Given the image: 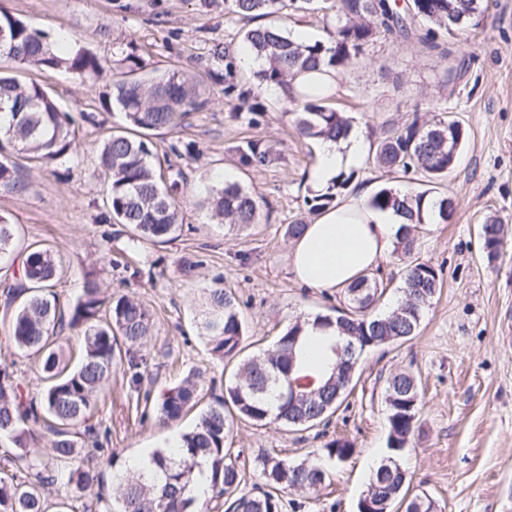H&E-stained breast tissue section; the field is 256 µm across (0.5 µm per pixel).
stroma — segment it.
<instances>
[{
  "label": "stroma",
  "mask_w": 512,
  "mask_h": 512,
  "mask_svg": "<svg viewBox=\"0 0 512 512\" xmlns=\"http://www.w3.org/2000/svg\"><path fill=\"white\" fill-rule=\"evenodd\" d=\"M0 9L51 40L69 37L70 50L84 49L106 63L90 83L64 71L18 69L0 58L1 71L23 85L41 84L64 111L97 115L96 125L79 124L80 151L70 161L48 167L10 152L23 186L0 197V216L16 225L22 242L44 244L61 259L55 288L61 306L75 301L92 273L105 294L136 299L153 314L152 333L139 352L146 366L136 373L125 365L114 370L91 420L103 446L99 462L113 456L125 468L140 453L170 447L197 423L203 405L224 392L230 371L195 329L205 289L234 292L251 354L271 349L296 317L343 306V291L304 287L288 264L289 224L317 217L306 183L317 144L297 135L276 96L264 95V113H234L224 88L234 83L249 89L256 69L240 55L247 23L228 13L224 0H0ZM132 43L142 50L143 75L182 68L197 75L209 97L182 127L152 137L154 154L183 176L175 193L182 229L164 243L141 241L103 218L109 183L96 169V147L122 118L102 110L99 97L112 82V61ZM444 43L467 66L452 89L442 78L446 60L414 38L378 39L361 62L337 75L329 103L354 117L366 143L416 113L425 119L451 114L468 137L444 183L455 206L452 218L417 231L418 255L443 278L417 334L362 355L357 383L327 425L288 431L242 423L234 429L232 448L248 459L273 450L299 461L334 440L352 447L345 461L323 459L329 485L288 492L282 512H357L371 470L389 453L383 386L403 369L417 375L423 390L415 432L396 455L411 492L429 494L437 512H512V0H489L476 28ZM217 44L232 64L221 77L209 74ZM251 139L271 153L246 166L238 149ZM188 142L196 146L193 156H177ZM225 180L259 198L260 222L245 232L218 223L204 203ZM389 184L403 191L425 188L419 174L392 182L365 161L336 195ZM489 215L504 226V248L492 262L478 235ZM11 361L25 392L41 396L48 385L41 354L12 355L0 326V364ZM194 373L203 404L179 420L162 423L137 406L138 391L157 400Z\"/></svg>",
  "instance_id": "stroma-1"
}]
</instances>
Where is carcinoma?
<instances>
[{
	"instance_id": "cac0c4a2",
	"label": "carcinoma",
	"mask_w": 512,
	"mask_h": 512,
	"mask_svg": "<svg viewBox=\"0 0 512 512\" xmlns=\"http://www.w3.org/2000/svg\"><path fill=\"white\" fill-rule=\"evenodd\" d=\"M313 10L336 16L328 38L296 41L283 26L256 25L245 30L243 41L265 64L255 73L258 86L279 90L284 104L294 106L293 123L306 139H333L346 135L352 118L329 106L332 90L311 82L299 90L294 79L326 68L333 72L360 62L366 48L380 37L394 34L417 40L446 59L450 51L438 41L442 34L455 37L477 26L484 0H407L399 12L390 0H305ZM228 9L241 19L280 18L298 10L296 0H230ZM18 68L41 71L65 69L94 81L103 65L82 50L63 57L52 49L46 33L29 27L6 11H0V56ZM143 68L138 50L115 66L112 85L103 93L102 108L118 111L125 127L104 138L96 150L97 167L110 181L105 220L130 227L143 241L166 242L175 238L181 214L164 177L151 158L150 136L179 126L207 100L200 83L174 68L157 76L136 77ZM237 93L238 108L260 112L259 97L249 100L234 84L225 94ZM466 140L462 124L438 115L428 121L415 117L397 129H388L376 140L373 164L391 174L414 170L437 184L448 177ZM11 147L33 155L45 165L63 162L79 152L74 120L44 88L20 85L0 74V153ZM243 164L262 162L268 150L254 140L239 148ZM21 188L15 167L0 159V193ZM212 216L244 231L259 222L256 195L237 182L213 189L207 196ZM378 209H391L403 218L395 248L407 257L397 292L401 300L388 311L376 312L386 287L378 274L364 275L346 288L348 305L335 315L319 314L315 326L325 335L315 338L323 358L308 357L310 337L303 335L301 319L290 323L270 350L242 356L246 327L232 293L222 288L205 289L198 323L211 354L219 360L237 361L224 384V397L209 405L192 429L181 434L177 447L156 449L136 472L113 469L112 503L101 495L84 501L71 512H212L221 501L227 512H282L281 494L316 490L326 479L319 457L290 462L272 453L257 455L253 468L260 471L262 492L245 490L246 467L227 447L234 423L310 428L334 414L352 390L357 359L346 353L350 344L357 354L370 348L402 342L415 335L424 311L442 288L440 272L416 256L413 229L421 224L447 223L454 211L451 198L429 191L403 193L385 186L373 199ZM481 247L486 258L496 259L503 247L502 225L492 218L480 225ZM15 250V232L0 215V259ZM62 274L53 251L37 243L26 247L22 278L12 289L11 300L23 298L16 307L6 304L0 320L6 324L16 351L46 352L43 371L48 386L38 399L29 398L8 366L0 368V443L8 442L13 453L10 467L0 468V512H44L39 488L65 480L81 489L100 484L103 471L94 465L101 451L98 432L88 421L97 408L99 394L112 371L126 364L140 366L137 352L152 327L151 313L143 304L124 295L106 297L92 273L69 311L58 308L52 288ZM68 327L83 335V351L74 368L61 364L59 352L50 348L55 328ZM382 400L389 426L388 448L392 454L373 470L358 512H436L427 494L409 495L407 472L395 459L405 448L416 426L421 391L410 370L391 374ZM199 402V386L192 379L168 390L156 410L163 421H174ZM50 435L52 465L35 469L32 461L38 430ZM206 475L210 495L199 498L194 486Z\"/></svg>"
}]
</instances>
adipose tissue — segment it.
<instances>
[{"label":"adipose tissue","mask_w":512,"mask_h":512,"mask_svg":"<svg viewBox=\"0 0 512 512\" xmlns=\"http://www.w3.org/2000/svg\"><path fill=\"white\" fill-rule=\"evenodd\" d=\"M364 143L358 129L345 139L320 143L317 163L309 176L314 193L327 191L341 171L360 165ZM402 219L394 211L371 206L367 192L324 209L293 240L288 254L296 279L325 290L343 289L374 270L389 256Z\"/></svg>","instance_id":"obj_1"}]
</instances>
